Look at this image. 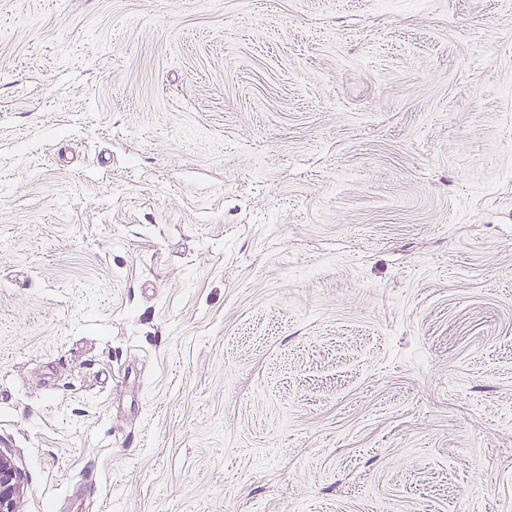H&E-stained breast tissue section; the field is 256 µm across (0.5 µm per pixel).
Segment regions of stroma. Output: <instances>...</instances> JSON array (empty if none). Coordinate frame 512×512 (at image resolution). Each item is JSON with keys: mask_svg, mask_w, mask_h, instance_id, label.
I'll list each match as a JSON object with an SVG mask.
<instances>
[{"mask_svg": "<svg viewBox=\"0 0 512 512\" xmlns=\"http://www.w3.org/2000/svg\"><path fill=\"white\" fill-rule=\"evenodd\" d=\"M19 512H512V0H0Z\"/></svg>", "mask_w": 512, "mask_h": 512, "instance_id": "stroma-1", "label": "stroma"}]
</instances>
